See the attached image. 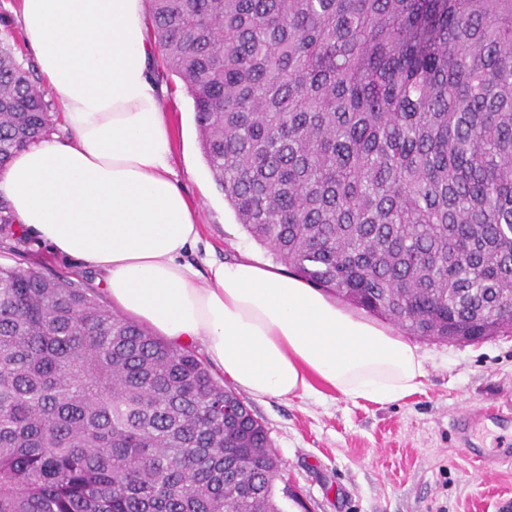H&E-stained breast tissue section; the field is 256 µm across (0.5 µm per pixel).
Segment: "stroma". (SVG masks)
<instances>
[{"instance_id":"1","label":"stroma","mask_w":512,"mask_h":512,"mask_svg":"<svg viewBox=\"0 0 512 512\" xmlns=\"http://www.w3.org/2000/svg\"><path fill=\"white\" fill-rule=\"evenodd\" d=\"M155 74L175 142L174 164L194 202L201 239L188 253L232 259L270 254L236 224L203 158L193 103L177 77ZM0 264L40 265L80 281L83 262L56 255L37 236L21 250L0 242ZM426 359L420 392L399 402H352L330 388L314 396L247 397L282 462L274 483L282 512H512V462L483 475L461 449L454 421L466 407L512 404V334L481 343L412 337Z\"/></svg>"}]
</instances>
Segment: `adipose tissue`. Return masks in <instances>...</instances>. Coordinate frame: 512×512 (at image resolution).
Returning <instances> with one entry per match:
<instances>
[{
    "label": "adipose tissue",
    "instance_id": "adipose-tissue-1",
    "mask_svg": "<svg viewBox=\"0 0 512 512\" xmlns=\"http://www.w3.org/2000/svg\"><path fill=\"white\" fill-rule=\"evenodd\" d=\"M19 12L66 134L28 144L0 169L17 222L99 273L123 313L169 340L202 341L253 397L310 396L318 381L376 404L421 390L417 346L303 280L247 255L209 262L204 279L186 261L200 224L174 168L141 0H20Z\"/></svg>",
    "mask_w": 512,
    "mask_h": 512
}]
</instances>
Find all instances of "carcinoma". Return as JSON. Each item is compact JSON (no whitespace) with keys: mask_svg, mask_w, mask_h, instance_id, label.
Returning <instances> with one entry per match:
<instances>
[{"mask_svg":"<svg viewBox=\"0 0 512 512\" xmlns=\"http://www.w3.org/2000/svg\"><path fill=\"white\" fill-rule=\"evenodd\" d=\"M235 219L412 336L512 303V0H146ZM0 39V168L56 113ZM0 200V235L25 243ZM264 423L95 289L0 266V512H281Z\"/></svg>","mask_w":512,"mask_h":512,"instance_id":"carcinoma-1","label":"carcinoma"}]
</instances>
